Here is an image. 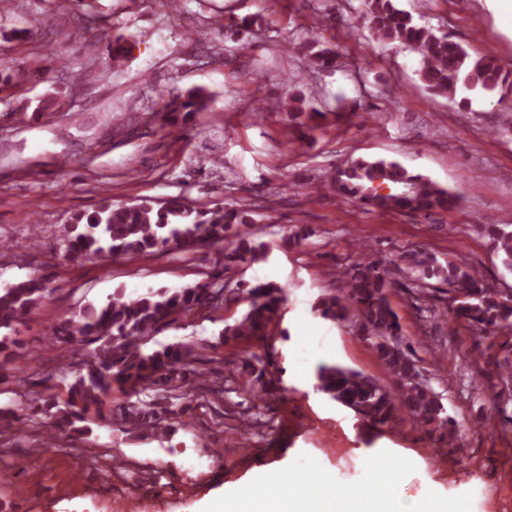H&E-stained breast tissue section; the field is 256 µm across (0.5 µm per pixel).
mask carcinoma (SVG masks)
Masks as SVG:
<instances>
[{
    "label": "carcinoma",
    "instance_id": "1",
    "mask_svg": "<svg viewBox=\"0 0 512 512\" xmlns=\"http://www.w3.org/2000/svg\"><path fill=\"white\" fill-rule=\"evenodd\" d=\"M365 16L373 37L381 42H398L418 53L420 77L436 94L455 100L459 86L470 90L499 89L512 93V74L503 72L487 57L473 59L460 44L418 25L412 14L398 8L396 0H363ZM109 58H126V41L116 37L106 46ZM310 65L325 70L336 63L329 47L309 52ZM208 98L200 89L171 93L153 112L160 127H178L194 113L207 107ZM396 187L386 194L376 182ZM331 189L363 206L388 211L432 213L458 205L460 197L437 186L420 174H412L394 161L357 160L331 177ZM247 211L232 203L200 209L185 195L155 207L148 202L113 204L105 200L91 212L73 218L68 231L65 258L85 261L104 254L113 257L149 255L160 250L215 252L221 255V269L193 286L179 290H148L127 296L121 289L99 307L88 306L78 317H69L56 332L63 348L92 346L82 368L69 379L67 366L59 367L66 396L55 392L28 391L20 398L32 403L40 423L58 433L65 429L77 435L91 431L89 418L116 424L119 430L141 438L170 440L177 426L192 410L196 344L175 342L158 348L148 347L162 325L201 309L218 310L244 299L249 308L224 335L239 341L264 336L287 298V288L275 284L235 288L224 282L223 268L230 264L251 266L266 260L265 244L251 240ZM503 267L512 271V221L488 220L479 225ZM400 264L406 281L391 279L386 259L359 261L341 274V287L319 297L312 312L331 322H354L367 335L375 356L392 377L394 386L385 387L355 371L320 364L315 372L316 388L331 400L351 409L374 427L404 418L411 419L439 444L455 450L456 421L448 415L442 395L423 378L416 364L414 347L400 335V324L389 297L397 288L421 299L434 290L446 296L441 309H425L427 318L451 316L463 320L478 332L491 327L512 333V290L504 291L480 283L466 267L454 262L440 263L419 250L401 254ZM49 289L36 277H29L0 288V330L11 329L41 300ZM236 372L237 390L248 396L263 397L277 391L271 369L278 368L274 354L262 350L230 361ZM122 392L125 401L113 410L105 409L112 392ZM155 395L148 400L141 395Z\"/></svg>",
    "mask_w": 512,
    "mask_h": 512
}]
</instances>
